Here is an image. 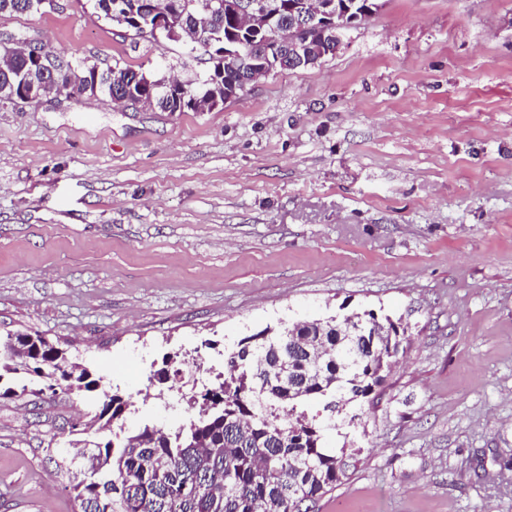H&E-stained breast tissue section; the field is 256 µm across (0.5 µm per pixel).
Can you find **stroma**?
<instances>
[{"mask_svg":"<svg viewBox=\"0 0 512 512\" xmlns=\"http://www.w3.org/2000/svg\"><path fill=\"white\" fill-rule=\"evenodd\" d=\"M51 51L187 77L204 59L114 34L90 0L0 15ZM411 339L315 512H512V0H382L335 56L208 112L66 92L0 106V334L39 332L131 398L126 429L187 421L203 341L339 308ZM166 370L161 397L142 399ZM93 395L0 400L7 512H79L45 460Z\"/></svg>","mask_w":512,"mask_h":512,"instance_id":"stroma-1","label":"stroma"}]
</instances>
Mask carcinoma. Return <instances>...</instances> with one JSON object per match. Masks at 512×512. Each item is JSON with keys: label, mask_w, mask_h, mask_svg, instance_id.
<instances>
[{"label": "carcinoma", "mask_w": 512, "mask_h": 512, "mask_svg": "<svg viewBox=\"0 0 512 512\" xmlns=\"http://www.w3.org/2000/svg\"><path fill=\"white\" fill-rule=\"evenodd\" d=\"M93 2L124 37L157 38L143 12L145 0ZM274 2V23L285 32L302 0ZM163 37L208 55L221 45L224 56L210 57L205 77L188 78L176 97L158 90L167 76L118 60L102 69L86 62L65 77L88 96L130 90L133 107L142 100L162 112H186L196 96L212 110L251 85L253 60L306 68L335 55L338 45L336 30L321 28L297 49L277 31L260 33L227 13L206 11L203 0H185ZM43 77L25 67L14 44L0 42V103L27 102L22 87H37ZM346 318L336 313L243 338L225 358L224 381L194 399L197 416L173 432L148 425L123 436L112 431L129 400L102 389L99 377L69 361L47 337L30 342L21 330L0 337V400L28 395L20 384L27 378L43 384L38 395L45 388L54 395L97 393L94 422L69 431L74 455L46 449L81 512H313L346 474L343 457L324 447L326 431L338 427L336 413L383 389L408 344L405 330L387 315L364 310L352 325Z\"/></svg>", "instance_id": "obj_1"}]
</instances>
